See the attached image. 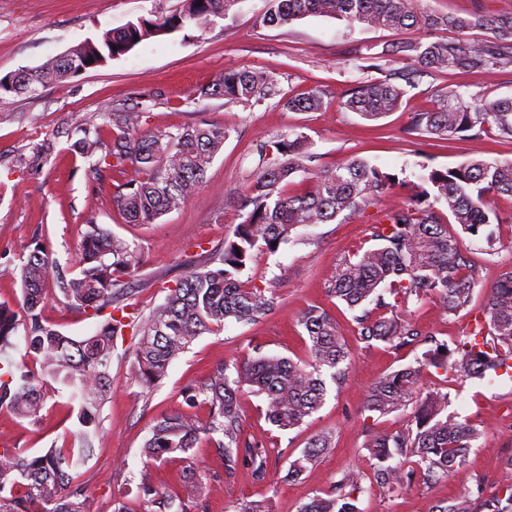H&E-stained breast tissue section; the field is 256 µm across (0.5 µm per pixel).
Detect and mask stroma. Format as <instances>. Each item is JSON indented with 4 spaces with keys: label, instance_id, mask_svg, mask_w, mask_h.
Instances as JSON below:
<instances>
[{
    "label": "stroma",
    "instance_id": "stroma-1",
    "mask_svg": "<svg viewBox=\"0 0 512 512\" xmlns=\"http://www.w3.org/2000/svg\"><path fill=\"white\" fill-rule=\"evenodd\" d=\"M178 0H0V75L33 69L49 58L103 31L141 17L168 12ZM265 0H240L235 13L207 30L186 29L143 41L126 55L88 69L67 83L32 94L0 97V301L19 304L21 285L14 277L34 243L49 249L56 275L75 277V252L87 229L96 222L126 239L141 253L144 264L132 284L133 300L141 314L163 303L168 287L203 265L209 252L221 248L243 208H229L226 198H244L258 170L256 148L286 134H302L316 166L333 168L357 157L381 171L414 182L424 169H443L478 156L488 161L512 159V141L486 125L477 139H425L409 130L417 112L436 106V91L448 77L417 68L404 45L416 41L453 42L459 36L481 40L486 31L465 34L440 27L375 29L340 17L308 15L283 27L259 22ZM420 9L471 18L512 16V0H419ZM383 53L381 69H364L369 53ZM227 68L261 70L274 76L288 96L323 91L326 106L318 111H295L268 100L252 106L225 103L221 98L198 99L199 90ZM414 71L399 106L376 121L362 119L342 105L346 91L362 81H379L393 72ZM466 96L491 102L512 97V69H490L463 76ZM143 111L141 133L177 130L207 120L220 124L228 136L207 170L201 191L179 209L152 224H131L112 205L120 181L111 170L92 172L88 160L73 148L77 121L102 125L108 107ZM51 141V154L40 152ZM405 191L365 210L339 215L327 224L296 228L288 242L261 255L242 276L249 288L273 293L274 310L250 324L226 323L223 331L200 336L190 350L174 360L166 377L151 391H143L131 377L133 343H118L110 368L109 399L102 412V432L95 456L87 464L89 489L97 512H113L123 500L129 512H145L137 495L145 466L141 448L162 417L188 412L197 422L208 417L206 406L187 407L182 391L198 383L219 364L260 352L296 361L307 360L306 332L299 319L311 306L332 312L350 349L344 380L330 385L322 407L293 430L281 431L265 417L263 397L249 392L239 399L241 427L249 439L266 447L264 480L250 469L233 478L224 476V460L207 437H200L191 462L173 458L150 469L155 484L176 491L187 465L206 473L209 491L206 512H237L238 503L262 500L267 512H300L316 494L328 491L344 470L363 473L359 506L362 512H431L437 503L466 493L489 497L501 487L499 475L512 459V369L483 379L457 378L443 371L425 372L421 392H448L449 412L458 414L480 434L469 453L463 476L428 481L415 479L391 494L375 481L367 446L375 434L408 426L410 409L382 416L365 410L368 387L388 372L414 364L426 349L419 342L399 350L368 344L356 334L353 314L327 294L341 260L373 247L372 227L389 207L402 204ZM491 206L501 217L496 243L464 237L463 250L478 284L470 313L448 315L438 297L409 303L419 327L438 342L452 343L471 328L486 289L512 269V196L497 194ZM48 285L41 315L45 324L75 338L94 334L98 321L58 299ZM38 420L18 419L0 411V448H17L32 455L62 444L71 427L66 397L55 387L43 389ZM331 434L328 449L298 478L287 476L289 463L312 437Z\"/></svg>",
    "mask_w": 512,
    "mask_h": 512
}]
</instances>
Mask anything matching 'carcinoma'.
I'll use <instances>...</instances> for the list:
<instances>
[{
  "label": "carcinoma",
  "instance_id": "obj_1",
  "mask_svg": "<svg viewBox=\"0 0 512 512\" xmlns=\"http://www.w3.org/2000/svg\"><path fill=\"white\" fill-rule=\"evenodd\" d=\"M241 0H179L167 14L139 18L118 29L106 30L97 41L87 40L31 72L0 77V94L34 93L38 88L61 85L78 73L118 59L139 43L188 27L207 29L223 19ZM262 21L282 26L307 15L342 17L351 23L398 29L450 26L459 33L472 26L491 32L481 42L461 38L455 42L410 43L401 51L413 54L424 68L437 73L465 76L487 68L512 67V17L477 18L474 21L428 14L416 0H267ZM94 62H88V59ZM394 77L360 82L348 90L347 109L374 121L393 111L403 89ZM461 85L438 89L437 107L415 114L412 130L428 139L446 140L459 133L479 138L493 123L501 136L512 139V97L478 106L468 102ZM204 97H222L248 105L277 98L298 111L317 110L324 93L285 97L273 76L249 70L226 69L205 91ZM142 113L122 109L105 111L106 125L115 130L105 142L100 127L78 122L82 133L74 148L96 164L118 168L127 174L117 186L113 205L133 224H152L178 208L203 186L205 173L224 147L223 127L200 121L176 131L135 132ZM280 157L266 160L267 148L258 149L260 170L251 183L247 205L251 210L236 225L223 248L212 253L209 265L192 271L168 289L162 304L148 316L135 303L115 304L116 294L139 276L143 259L124 239L97 224H88L76 252L78 275L54 280L55 261L37 244L19 266L23 300L19 308L0 303V354L24 342L25 355L36 368L10 359L0 363V409L22 419H36L42 405L41 389L51 381L69 392L75 429L57 447L25 455L17 448H0V512H95L89 479L82 468L95 455L101 432L102 410L108 399L109 370L114 341L130 330L134 339L132 374L146 391L167 374L169 365L187 352L201 335L224 329V323H256L276 305V297L258 288L242 286L239 275L257 258L274 252L299 226L326 224L347 210H364L392 195L400 185L394 174L384 173L360 158L330 168L312 165L304 151V136L275 142ZM308 174L312 188L290 195L285 187L296 172ZM416 194L390 209L373 226L376 245L337 268L330 297L349 309L374 304L354 316L357 334L365 342L378 341L395 348L414 344L421 332L407 314L410 301L429 295L442 300L453 315L472 302L475 272L462 251L461 237L448 233L440 223L434 203L443 201L461 232L493 246L491 195L512 196V160L489 162L471 158L455 167L432 169L420 177ZM67 304L101 318L98 330L76 340L45 325L41 308L50 281ZM393 297L389 302L386 296ZM301 325L307 336L310 363L301 364L277 355L257 354L235 364V376L216 367L200 383L183 391L184 402L209 408L203 425L176 413L157 421L141 454L152 463L190 453L205 435L224 458V476L231 478L240 467L252 469L264 479L266 449L243 435L239 397L248 390L266 400L265 416L281 431L292 430L317 412L326 393L323 373L338 382L350 350L333 315L320 307L306 309ZM430 347L416 364L395 370L372 384L366 409L381 416L414 405L406 430L383 433L368 444L370 458L378 462L377 478L389 493H397L412 481L415 472L428 480L448 478L465 465L477 431L448 412L449 394L430 391L417 396L421 375L441 369L453 377L484 379L500 368H512V269L504 272L485 294L481 316L474 318L469 334L452 345L429 340ZM332 447V436H316L290 463L288 476L298 477ZM205 475L188 469L182 492L156 486L149 471L141 474L139 489L147 497L146 512H190L204 505ZM363 475L347 471L331 491L315 495L301 512H360L357 505ZM432 512H512V485L474 507L468 496L450 498Z\"/></svg>",
  "mask_w": 512,
  "mask_h": 512
}]
</instances>
